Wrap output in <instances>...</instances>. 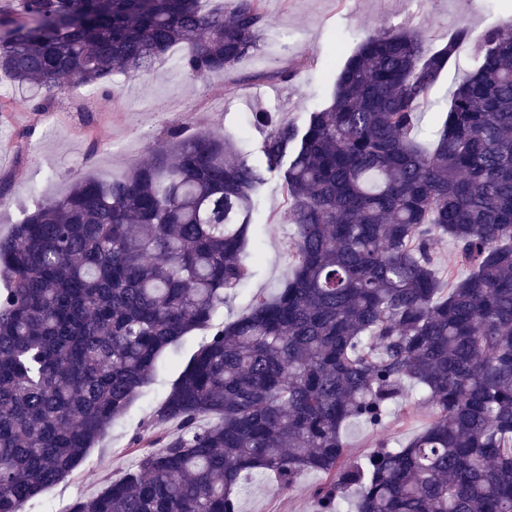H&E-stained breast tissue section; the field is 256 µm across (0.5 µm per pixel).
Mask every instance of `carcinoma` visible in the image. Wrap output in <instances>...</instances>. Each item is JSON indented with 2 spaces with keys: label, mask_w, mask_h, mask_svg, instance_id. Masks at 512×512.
Masks as SVG:
<instances>
[{
  "label": "carcinoma",
  "mask_w": 512,
  "mask_h": 512,
  "mask_svg": "<svg viewBox=\"0 0 512 512\" xmlns=\"http://www.w3.org/2000/svg\"><path fill=\"white\" fill-rule=\"evenodd\" d=\"M262 0H19L0 8V74L47 112L78 86L139 76L169 50L201 78L260 46ZM474 61L435 146L417 128L458 48ZM265 166L211 132H167L122 178L79 179L0 238V512H26L124 415L161 356L203 333L123 478L67 512H241V487L327 475L317 512H512V16L433 51L367 35L328 105L273 124ZM280 178L291 276L219 322L249 274L255 199ZM463 277L440 288L437 237ZM428 410L360 459L406 386ZM343 437L353 453H360L368 449V445L373 439V433L361 424L350 423L344 427Z\"/></svg>",
  "instance_id": "carcinoma-1"
}]
</instances>
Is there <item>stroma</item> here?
<instances>
[{
	"instance_id": "1",
	"label": "stroma",
	"mask_w": 512,
	"mask_h": 512,
	"mask_svg": "<svg viewBox=\"0 0 512 512\" xmlns=\"http://www.w3.org/2000/svg\"><path fill=\"white\" fill-rule=\"evenodd\" d=\"M266 26L261 47L235 68L204 79L179 67L181 48H173L146 74L116 75L110 91L79 87L60 95L52 111H36L26 95L15 92L0 75V237L9 235L25 210L67 192L79 178L121 176L147 162L156 139L169 128L186 134L214 132L234 140L251 162L261 159L266 136L253 115L270 112L284 124H302L308 111L325 105L333 91V65L343 60L367 34L380 28L419 29L429 48L447 43L462 24L475 31L493 27L512 15V0H264ZM470 47L453 56L430 91L421 117L423 143L448 115L458 76L471 64ZM292 72L290 80L281 75ZM286 197L279 177H268L258 196L249 251L261 254L252 273L229 291L219 318L247 313L253 296L274 293L293 263L288 248L294 227L286 220ZM188 339L162 357L157 373L126 415L90 449L74 474L50 487L28 512H47L50 504L67 506L77 497L121 479L133 457V434L153 419L186 356ZM320 473L305 474L289 490L269 482H250L240 496L241 512H316L312 490Z\"/></svg>"
}]
</instances>
